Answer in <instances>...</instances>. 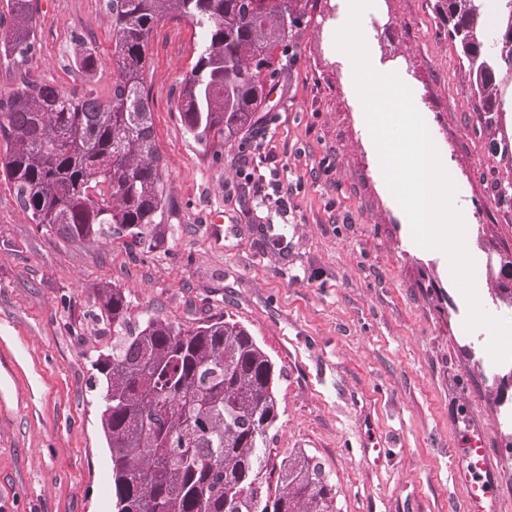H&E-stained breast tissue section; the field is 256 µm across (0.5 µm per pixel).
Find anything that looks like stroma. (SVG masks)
Instances as JSON below:
<instances>
[{"mask_svg":"<svg viewBox=\"0 0 512 512\" xmlns=\"http://www.w3.org/2000/svg\"><path fill=\"white\" fill-rule=\"evenodd\" d=\"M434 0H374L363 14L371 61L411 89L471 217L466 239L494 301L487 250H512V67L486 115ZM345 0H307L288 58L253 131L213 150L184 129L180 82L201 33L160 19L145 88L173 229L154 250L109 238L66 245L30 224L0 180V512H113L112 463L91 362L112 337L91 320L92 291L117 285L133 318L245 325L278 372L268 450L305 449L336 490L338 512H450L456 450L468 434L512 457V389L489 361L485 329L466 331V301L447 257L418 246L385 184L362 121L349 59L334 46ZM107 0H38L31 79L108 97ZM100 58L78 71L76 52ZM280 174L284 211L241 175L244 155ZM222 233L210 232L212 217Z\"/></svg>","mask_w":512,"mask_h":512,"instance_id":"stroma-1","label":"stroma"}]
</instances>
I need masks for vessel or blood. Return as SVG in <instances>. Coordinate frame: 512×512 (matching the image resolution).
Here are the masks:
<instances>
[{"label":"vessel or blood","instance_id":"vessel-or-blood-1","mask_svg":"<svg viewBox=\"0 0 512 512\" xmlns=\"http://www.w3.org/2000/svg\"><path fill=\"white\" fill-rule=\"evenodd\" d=\"M454 477L462 494V512H502L503 504L494 476L495 456L482 441L460 449Z\"/></svg>","mask_w":512,"mask_h":512}]
</instances>
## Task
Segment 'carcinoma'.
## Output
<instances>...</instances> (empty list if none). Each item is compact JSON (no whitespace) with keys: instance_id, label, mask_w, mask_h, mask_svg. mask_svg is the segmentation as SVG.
Here are the masks:
<instances>
[{"instance_id":"cac0c4a2","label":"carcinoma","mask_w":512,"mask_h":512,"mask_svg":"<svg viewBox=\"0 0 512 512\" xmlns=\"http://www.w3.org/2000/svg\"><path fill=\"white\" fill-rule=\"evenodd\" d=\"M485 0H436L473 74L482 111H497L495 67L512 65V0L489 55ZM303 0H110L117 77L103 101L18 73L0 98V177L30 223L69 245L107 233L149 250L163 243L167 196L144 88L147 42L165 15L203 32L181 81L179 112L209 147L251 127L275 80ZM36 0H7L0 56L20 66L35 52ZM497 295L512 305V259ZM93 318L112 345L92 361L100 425L112 459L115 512H336L333 485L302 451L270 461L279 411L274 365L250 331L210 317L195 326L156 313L133 322L124 289H93Z\"/></svg>"}]
</instances>
